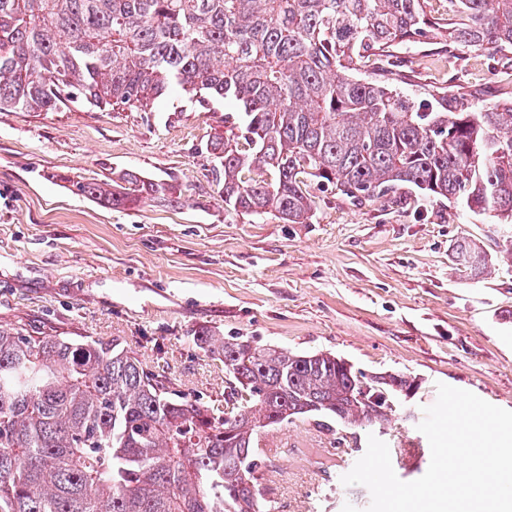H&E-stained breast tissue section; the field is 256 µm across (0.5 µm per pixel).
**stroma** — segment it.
Listing matches in <instances>:
<instances>
[{
  "instance_id": "1",
  "label": "stroma",
  "mask_w": 512,
  "mask_h": 512,
  "mask_svg": "<svg viewBox=\"0 0 512 512\" xmlns=\"http://www.w3.org/2000/svg\"><path fill=\"white\" fill-rule=\"evenodd\" d=\"M389 81L465 109L512 98L511 64L438 37ZM223 127V112L174 94L149 112H0V322L118 339L182 396L219 408L228 375L194 345L201 331L411 374L417 412L440 382L512 410V224L406 188L357 205L314 181L308 223L226 211L207 151ZM122 170L173 181L181 204L113 209L66 186ZM463 238L488 256L481 273L454 262ZM270 433L255 472L269 512H366L369 490L341 482L366 431L298 420ZM380 438L400 480L425 474L416 424L391 420Z\"/></svg>"
}]
</instances>
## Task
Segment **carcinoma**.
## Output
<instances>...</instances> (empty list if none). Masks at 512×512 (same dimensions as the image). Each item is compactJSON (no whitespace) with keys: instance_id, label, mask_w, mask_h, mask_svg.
<instances>
[{"instance_id":"cac0c4a2","label":"carcinoma","mask_w":512,"mask_h":512,"mask_svg":"<svg viewBox=\"0 0 512 512\" xmlns=\"http://www.w3.org/2000/svg\"><path fill=\"white\" fill-rule=\"evenodd\" d=\"M0 0V111H151L178 92L205 111L230 101L209 143L224 209L305 224L306 180L353 201L403 188L512 218V100L464 111L414 101L357 62L400 67L399 46L512 54V0ZM114 208L175 206L166 179L127 170L72 183ZM473 271L486 255L457 241ZM224 363V408L181 398L116 340L33 336L0 324V512H265L260 429L311 418L377 428L413 411L386 402L403 372L336 367V356L207 331Z\"/></svg>"}]
</instances>
